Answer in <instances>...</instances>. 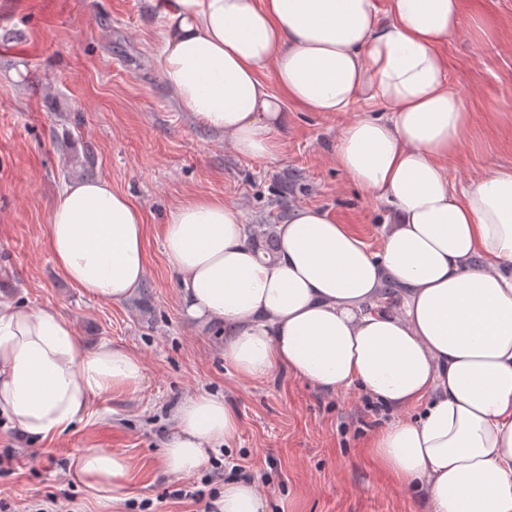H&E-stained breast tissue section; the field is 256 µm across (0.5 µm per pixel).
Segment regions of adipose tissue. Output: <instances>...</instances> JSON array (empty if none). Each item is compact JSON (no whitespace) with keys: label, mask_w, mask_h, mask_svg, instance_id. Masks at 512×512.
<instances>
[{"label":"adipose tissue","mask_w":512,"mask_h":512,"mask_svg":"<svg viewBox=\"0 0 512 512\" xmlns=\"http://www.w3.org/2000/svg\"><path fill=\"white\" fill-rule=\"evenodd\" d=\"M156 63L182 110L238 154L279 150L287 104L344 114L386 105L336 138V161L391 208L379 251L312 207L277 225L266 257L239 210L216 196L173 206L163 249L185 317L224 327V358L248 380L283 370L319 390H360L417 417L378 430L373 455L427 512H512V167L454 187L445 163L470 115L449 89L439 48L463 31L462 0H168ZM273 84H266V77ZM141 210L109 179L63 187L47 241L63 278L123 302L147 276ZM396 286L383 293L385 282ZM141 359L110 343L84 350L50 309L0 299V414L43 440L83 421L95 396L135 390ZM165 470L189 476L238 431L223 396L175 409ZM75 475L112 503L129 497L130 462L87 449ZM218 512H268L255 484L229 481Z\"/></svg>","instance_id":"1"}]
</instances>
